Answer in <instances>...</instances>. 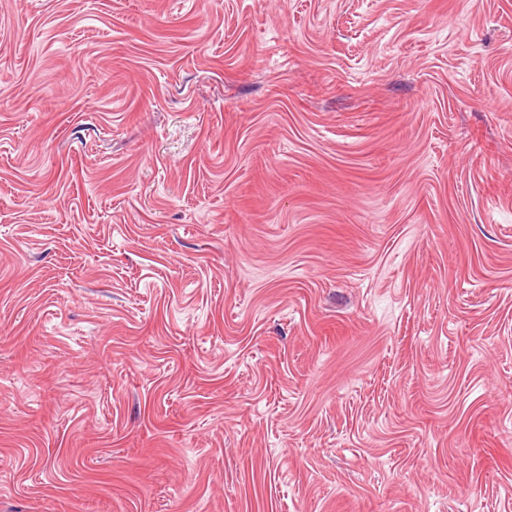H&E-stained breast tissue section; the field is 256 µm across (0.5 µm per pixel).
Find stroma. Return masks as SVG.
<instances>
[{
	"instance_id": "1",
	"label": "stroma",
	"mask_w": 512,
	"mask_h": 512,
	"mask_svg": "<svg viewBox=\"0 0 512 512\" xmlns=\"http://www.w3.org/2000/svg\"><path fill=\"white\" fill-rule=\"evenodd\" d=\"M0 512H512V0H0Z\"/></svg>"
}]
</instances>
